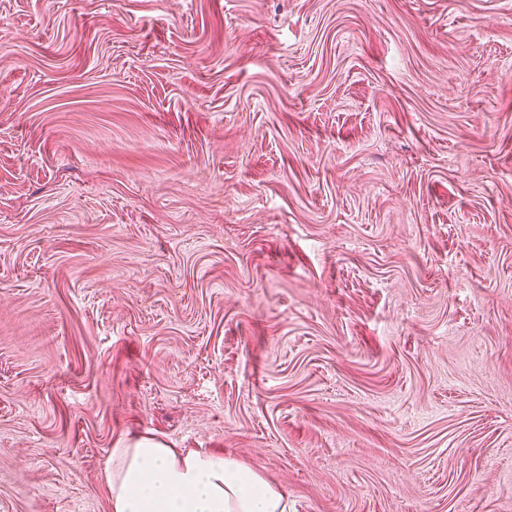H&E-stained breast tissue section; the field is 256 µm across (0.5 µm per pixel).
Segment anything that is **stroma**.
<instances>
[{
	"mask_svg": "<svg viewBox=\"0 0 512 512\" xmlns=\"http://www.w3.org/2000/svg\"><path fill=\"white\" fill-rule=\"evenodd\" d=\"M139 436L512 512V0H0V512Z\"/></svg>",
	"mask_w": 512,
	"mask_h": 512,
	"instance_id": "1",
	"label": "stroma"
}]
</instances>
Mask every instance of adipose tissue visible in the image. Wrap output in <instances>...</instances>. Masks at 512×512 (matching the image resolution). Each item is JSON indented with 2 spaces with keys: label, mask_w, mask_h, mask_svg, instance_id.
Segmentation results:
<instances>
[{
  "label": "adipose tissue",
  "mask_w": 512,
  "mask_h": 512,
  "mask_svg": "<svg viewBox=\"0 0 512 512\" xmlns=\"http://www.w3.org/2000/svg\"><path fill=\"white\" fill-rule=\"evenodd\" d=\"M112 512H289L288 494L236 458L147 438L112 448Z\"/></svg>",
  "instance_id": "1"
}]
</instances>
